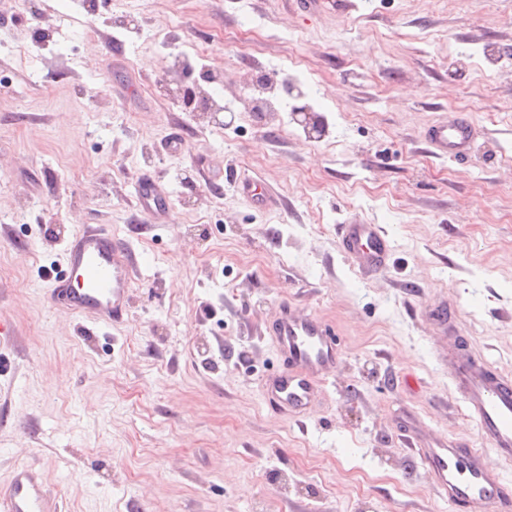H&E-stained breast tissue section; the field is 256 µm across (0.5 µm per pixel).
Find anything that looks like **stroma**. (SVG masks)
<instances>
[{"label": "stroma", "mask_w": 512, "mask_h": 512, "mask_svg": "<svg viewBox=\"0 0 512 512\" xmlns=\"http://www.w3.org/2000/svg\"><path fill=\"white\" fill-rule=\"evenodd\" d=\"M288 2L0 0V481L33 464L64 512H459L418 447L499 467L437 350L461 336L512 374V0ZM240 30L261 34L246 54ZM180 52L218 75L201 88L223 127L163 93ZM260 75L302 98L253 111ZM448 111L485 130L463 165L421 139ZM144 172L168 187L163 223L139 220ZM241 174L281 207L254 208ZM86 224L140 263L116 326L45 298ZM343 224L379 225L383 271L353 269ZM284 299L341 341L301 418L261 387Z\"/></svg>", "instance_id": "obj_1"}]
</instances>
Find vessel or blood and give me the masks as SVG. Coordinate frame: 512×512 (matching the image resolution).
Masks as SVG:
<instances>
[{"instance_id": "obj_1", "label": "vessel or blood", "mask_w": 512, "mask_h": 512, "mask_svg": "<svg viewBox=\"0 0 512 512\" xmlns=\"http://www.w3.org/2000/svg\"><path fill=\"white\" fill-rule=\"evenodd\" d=\"M478 137L475 125L463 115L437 121L424 133L426 144L437 155L460 164L469 161ZM134 190L142 216L156 221L169 211V193L159 177L140 175ZM340 237L354 265L383 270L389 244L376 225L345 224ZM63 260L66 274L54 279L47 290L53 304L106 324L123 322L137 265L133 250L110 230L87 227L70 240ZM267 333L283 357L281 370L267 383L269 400L282 410L303 413L315 395L317 379L339 363V342L319 318L299 315L288 304L269 322ZM455 385L502 466L491 467L479 450L436 440L421 451L425 468L435 489L462 512H477L487 505L498 512H512V482L503 473L504 467L512 466V377L496 372L489 363L463 357ZM0 512H62V508L47 490L42 469L20 465L0 483Z\"/></svg>"}]
</instances>
